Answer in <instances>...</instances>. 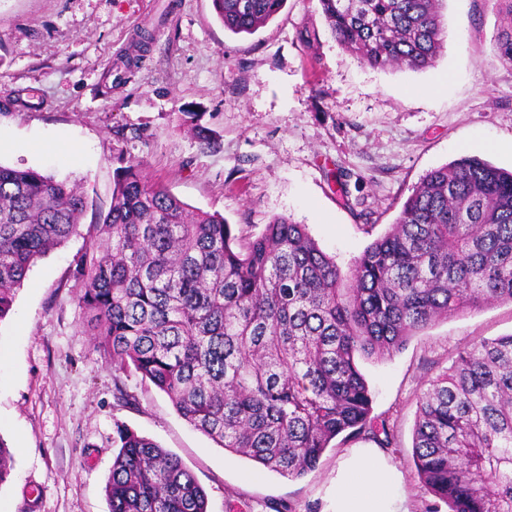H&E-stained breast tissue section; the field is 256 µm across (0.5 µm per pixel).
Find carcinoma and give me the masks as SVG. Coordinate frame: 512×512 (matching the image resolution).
<instances>
[{
  "label": "carcinoma",
  "mask_w": 512,
  "mask_h": 512,
  "mask_svg": "<svg viewBox=\"0 0 512 512\" xmlns=\"http://www.w3.org/2000/svg\"><path fill=\"white\" fill-rule=\"evenodd\" d=\"M336 42L373 69L422 70L444 43L443 0H319ZM286 0H212L224 29L253 34ZM498 57L512 64V0ZM84 194L0 164V320L30 268L79 233ZM78 302L94 347L121 376L165 393L218 447L299 478L343 435L391 445L371 415L358 357L383 358L432 323L512 303V172L463 157L426 173L350 277L305 225L274 219L239 238L224 216L192 212L132 161L87 228ZM108 512H208L173 453L116 426ZM14 453L0 438V485ZM413 461L429 512H512V334L460 352L419 398Z\"/></svg>",
  "instance_id": "cac0c4a2"
}]
</instances>
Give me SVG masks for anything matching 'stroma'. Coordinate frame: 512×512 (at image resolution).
I'll return each instance as SVG.
<instances>
[{
	"label": "stroma",
	"instance_id": "stroma-1",
	"mask_svg": "<svg viewBox=\"0 0 512 512\" xmlns=\"http://www.w3.org/2000/svg\"><path fill=\"white\" fill-rule=\"evenodd\" d=\"M434 66L376 70L332 37L319 0H287L254 34L224 29L211 0H0V164L79 186L84 224L107 211L120 160L191 208L255 236L286 217L349 270L386 234L423 176L475 156L512 170V64L495 49L494 0H445ZM66 240L37 261L0 320V438L14 450L0 512H108L116 424L175 453L208 512H326L340 464L379 451L396 512L434 497L412 459L418 400L471 344L512 333V303L437 321L385 358H362L392 445L336 438L287 478L217 447L140 377L118 405L94 348Z\"/></svg>",
	"mask_w": 512,
	"mask_h": 512
}]
</instances>
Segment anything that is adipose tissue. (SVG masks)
<instances>
[{
    "label": "adipose tissue",
    "mask_w": 512,
    "mask_h": 512,
    "mask_svg": "<svg viewBox=\"0 0 512 512\" xmlns=\"http://www.w3.org/2000/svg\"><path fill=\"white\" fill-rule=\"evenodd\" d=\"M398 479L396 469L379 455L353 454L336 481L334 512H393L388 490Z\"/></svg>",
    "instance_id": "ef3b65f1"
}]
</instances>
